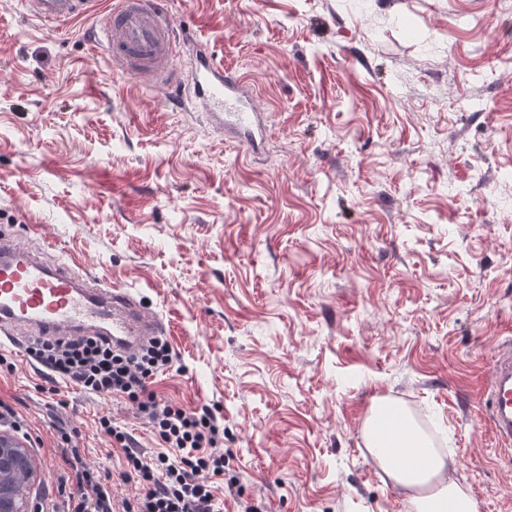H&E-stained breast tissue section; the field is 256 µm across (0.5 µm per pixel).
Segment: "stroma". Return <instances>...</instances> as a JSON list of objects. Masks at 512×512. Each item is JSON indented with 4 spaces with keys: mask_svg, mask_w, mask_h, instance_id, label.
I'll list each match as a JSON object with an SVG mask.
<instances>
[{
    "mask_svg": "<svg viewBox=\"0 0 512 512\" xmlns=\"http://www.w3.org/2000/svg\"><path fill=\"white\" fill-rule=\"evenodd\" d=\"M168 6L177 66L202 45L241 75L264 147L114 70L92 18L51 29L0 0V233L160 316L173 364L150 390L209 409L224 476L260 512H404L362 439L381 399L452 450L482 512H512L484 395L512 342V0ZM0 359L32 507L55 495L60 425L135 496L99 425L158 452L135 406L51 395L23 347Z\"/></svg>",
    "mask_w": 512,
    "mask_h": 512,
    "instance_id": "35a3bbf8",
    "label": "stroma"
}]
</instances>
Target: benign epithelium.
<instances>
[{
    "label": "benign epithelium",
    "mask_w": 512,
    "mask_h": 512,
    "mask_svg": "<svg viewBox=\"0 0 512 512\" xmlns=\"http://www.w3.org/2000/svg\"><path fill=\"white\" fill-rule=\"evenodd\" d=\"M37 462L15 436L0 431V512H29Z\"/></svg>",
    "instance_id": "1"
}]
</instances>
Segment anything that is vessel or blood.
<instances>
[{"instance_id":"vessel-or-blood-1","label":"vessel or blood","mask_w":512,"mask_h":512,"mask_svg":"<svg viewBox=\"0 0 512 512\" xmlns=\"http://www.w3.org/2000/svg\"><path fill=\"white\" fill-rule=\"evenodd\" d=\"M30 15L45 26L96 17L94 42L113 67L140 81L174 87L198 105L208 121L248 147L261 143L260 113L243 104L246 86L218 63L208 49L193 59L190 79L174 68L180 37L165 0H117L102 10L100 0H25ZM160 317L127 288H98L75 278L63 260L47 262L11 236L0 235V334L107 337L133 353L160 334ZM487 401L490 426L504 447L512 446V346L495 361Z\"/></svg>"}]
</instances>
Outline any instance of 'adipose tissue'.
<instances>
[{"mask_svg":"<svg viewBox=\"0 0 512 512\" xmlns=\"http://www.w3.org/2000/svg\"><path fill=\"white\" fill-rule=\"evenodd\" d=\"M362 436L379 467L403 491L406 512H480L479 501L454 477V459L413 425L403 407L377 404Z\"/></svg>","mask_w":512,"mask_h":512,"instance_id":"ef3b65f1","label":"adipose tissue"}]
</instances>
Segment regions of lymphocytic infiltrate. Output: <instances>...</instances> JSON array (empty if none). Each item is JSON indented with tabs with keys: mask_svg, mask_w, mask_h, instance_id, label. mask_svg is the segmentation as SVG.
Returning a JSON list of instances; mask_svg holds the SVG:
<instances>
[{
	"mask_svg": "<svg viewBox=\"0 0 512 512\" xmlns=\"http://www.w3.org/2000/svg\"><path fill=\"white\" fill-rule=\"evenodd\" d=\"M27 352L58 381L135 404L163 447L150 457L133 452L129 434L101 419L104 434L124 449L127 472L140 485L137 496L118 504L111 474L90 469L81 457L78 430L60 429L57 451L78 479L76 491L65 499V512H222L213 480L224 474V451L218 446L223 429L208 410L162 402L148 389L150 379L172 361L166 340L151 339L129 355L97 336L39 338Z\"/></svg>",
	"mask_w": 512,
	"mask_h": 512,
	"instance_id": "1",
	"label": "lymphocytic infiltrate"
}]
</instances>
